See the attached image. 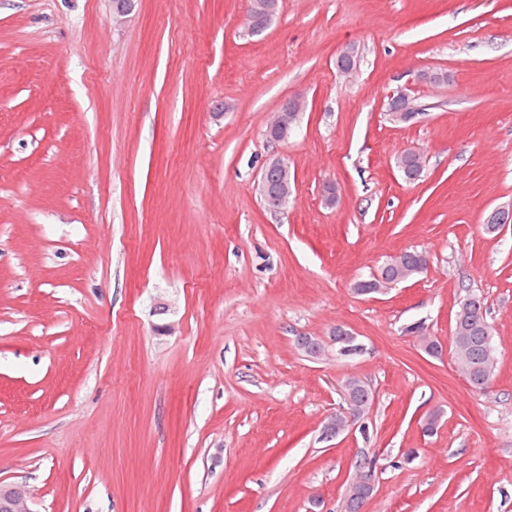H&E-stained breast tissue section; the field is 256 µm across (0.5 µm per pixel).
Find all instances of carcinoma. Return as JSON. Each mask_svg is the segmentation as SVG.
<instances>
[{
	"label": "carcinoma",
	"instance_id": "1",
	"mask_svg": "<svg viewBox=\"0 0 512 512\" xmlns=\"http://www.w3.org/2000/svg\"><path fill=\"white\" fill-rule=\"evenodd\" d=\"M396 166L407 183L418 181L424 170L422 157L416 152L399 155ZM290 194L289 175L273 173L269 182L270 200L274 202ZM507 223H512V212L498 209L486 221L485 230L494 233ZM426 265L423 253L407 250L398 258L385 263L379 275L366 282V291L373 294L391 284L407 281L422 273ZM451 352L457 368L474 390L482 389L495 377L498 358L493 345V327L487 320L482 296L471 294L459 303L451 336ZM344 391L349 407L356 409L359 414L370 409L373 398L361 380L354 377L346 379ZM368 499L369 493L364 488L352 484L347 491L346 509L348 512H362Z\"/></svg>",
	"mask_w": 512,
	"mask_h": 512
}]
</instances>
